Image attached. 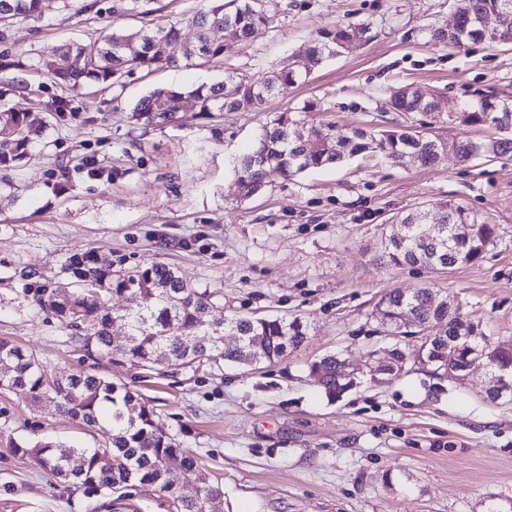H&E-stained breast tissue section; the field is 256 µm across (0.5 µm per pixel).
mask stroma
I'll return each instance as SVG.
<instances>
[{
    "instance_id": "35a3bbf8",
    "label": "stroma",
    "mask_w": 512,
    "mask_h": 512,
    "mask_svg": "<svg viewBox=\"0 0 512 512\" xmlns=\"http://www.w3.org/2000/svg\"><path fill=\"white\" fill-rule=\"evenodd\" d=\"M120 2L97 0L78 15L50 0L41 17L0 34V105L24 106L25 82L46 106L31 115L30 158L0 165V339L51 377L86 370L138 391L223 488L224 512H485L490 496H512V408L486 402L483 371L437 380L414 370L335 401L308 376L326 354L361 365L388 346L368 315L392 289L430 286L481 321L491 345H512V157L468 166L449 157L426 169L367 153L290 179L269 170L266 190L247 199L235 174L262 125L307 103L309 122L391 130L424 120L387 111L406 84L439 97L446 113L475 90L512 96V46L433 43L430 30L454 23L455 0H275L273 22L220 62L184 61L116 93L68 92L40 71L49 47L140 26L116 12ZM346 22L370 23L371 40L311 70L266 111L228 112L215 126L187 101L167 125L132 117L154 84L262 76L303 58L315 31ZM59 99L64 113L49 112ZM90 159L102 177L88 176ZM445 202L494 225L481 259L447 271L379 261L394 215ZM88 248L104 265L170 264L216 293L225 316L300 317L311 334L257 368L148 372L86 358L35 309L23 275L56 279L69 255ZM39 441L109 443L52 405L0 389V512H112L108 499L67 489L11 451Z\"/></svg>"
}]
</instances>
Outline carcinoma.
I'll return each mask as SVG.
<instances>
[{
	"instance_id": "obj_1",
	"label": "carcinoma",
	"mask_w": 512,
	"mask_h": 512,
	"mask_svg": "<svg viewBox=\"0 0 512 512\" xmlns=\"http://www.w3.org/2000/svg\"><path fill=\"white\" fill-rule=\"evenodd\" d=\"M48 0H0V28L18 20L39 17ZM206 10L188 18L196 31L193 41L182 38L177 23L142 25L113 30L91 43H69L53 47L41 61L42 69L65 91H78L92 82L105 89L124 87L138 74L176 67L182 61L203 63L247 45L260 26L273 18L267 0H210ZM512 0H457L458 27L436 28L431 40L460 48L469 42L490 46L512 45V25L486 36L483 22L505 11ZM218 30L221 40L211 33ZM370 25L364 22L337 24L319 30L310 41L304 68L295 61L261 78L228 73L224 80L191 89L158 84L139 100L133 117L145 126H160L175 120L186 99L193 101L202 116L219 118L226 112H263L269 99L303 75L368 40ZM390 110L405 115L433 114L416 94V86L404 85L391 96ZM511 97L481 91L462 104L457 123L491 127L503 120L512 124ZM29 110L0 108V164L21 161L28 155ZM376 151L394 163L404 154L416 153L417 162L432 167L448 155L462 165L493 161L512 154V140L497 134L479 139L448 140L429 131L404 126L398 130L343 129L334 123L309 124L281 112L267 122L254 146L237 166L239 193L250 198L266 186L269 169L276 168L290 179L308 170L338 165ZM439 220L464 233H445L439 243L427 241V210L415 209L392 220L382 239V262L394 266H423L432 270L451 269L482 258L495 237L488 224L460 205L441 206ZM61 273L70 282L56 286L44 283L34 303L52 313L68 332L72 344L88 355L112 357L119 352L131 365L151 369L157 365L192 366L212 359L251 365L272 362L299 349L310 336L311 324L268 316L224 317V304L214 293L197 288L179 269L156 263L149 267L112 269L99 264L95 252L71 255ZM126 298L121 313L107 302L112 295ZM423 333L436 323L447 326L442 336H427L408 353L395 343L388 349L390 365L422 360L429 373L441 376L477 360L492 365L512 378V346H491L480 323L469 319L458 304L428 286L411 291L386 292L371 313L377 332L392 336L403 318ZM123 322L128 329L126 344L112 348V326ZM341 358L329 354L312 362L309 377L330 400L350 391L354 384L341 378ZM44 366L21 347L0 340V388L25 392L34 404L49 402L56 410L92 429L110 434L109 446L88 448L54 446L49 442L15 443L11 451L33 459L37 465L66 486L88 495H109L137 485H154L170 494L174 512H223L222 487L210 481L195 456L156 421L154 410L138 401L127 386L91 372H77L48 382ZM181 470L188 482L184 490L169 485V470Z\"/></svg>"
}]
</instances>
